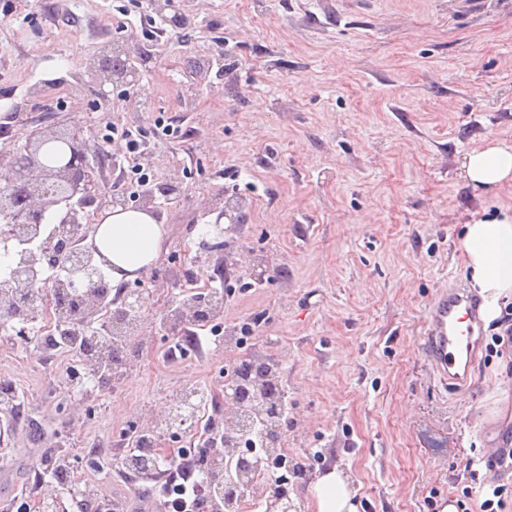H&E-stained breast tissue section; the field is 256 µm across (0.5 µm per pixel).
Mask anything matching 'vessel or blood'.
<instances>
[{"mask_svg": "<svg viewBox=\"0 0 512 512\" xmlns=\"http://www.w3.org/2000/svg\"><path fill=\"white\" fill-rule=\"evenodd\" d=\"M480 307L460 285L439 291L429 303L422 347L433 373L448 385L466 382L469 365L463 357L472 353L480 334Z\"/></svg>", "mask_w": 512, "mask_h": 512, "instance_id": "b4317fda", "label": "vessel or blood"}]
</instances>
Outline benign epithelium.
I'll return each mask as SVG.
<instances>
[{"label":"benign epithelium","mask_w":512,"mask_h":512,"mask_svg":"<svg viewBox=\"0 0 512 512\" xmlns=\"http://www.w3.org/2000/svg\"><path fill=\"white\" fill-rule=\"evenodd\" d=\"M88 68L97 69L110 82L127 80L128 69L115 70L112 59H97L88 63ZM93 144L86 137L83 127L72 123L65 127L37 128L27 135L24 146L16 151H0V249L6 254L14 252V242L28 235L32 225L42 224L50 215L62 214L61 230L48 238H40L37 249L24 257L13 256L11 272L7 279L0 281V308L3 310L22 307H39L57 287V280L48 278L41 286V292L32 290L31 275L36 266L43 263L53 269H61V277L71 290L83 299L81 293L85 284L96 279L106 259L93 242L97 225L86 217L112 207L127 209L128 201L115 198L99 182L96 172L89 163ZM216 220L211 232L216 242L202 239L200 250L211 252L224 245L220 238L236 229V209L228 204L214 206ZM229 224L222 226L221 220ZM90 241L83 253L70 250L75 239ZM132 301L123 303L122 312L136 320L145 302V289L133 293ZM222 305L221 299H211L204 305L193 301L184 304L183 320L193 323L209 321L211 315ZM224 428L232 427L240 416L239 392L236 386L224 384ZM201 400L192 392L175 400L164 411L163 420L170 428H180L190 422L188 415ZM226 497L241 498L245 492H252L261 500L265 512H296L289 491L267 480L260 484L252 481L241 489L233 474L222 475Z\"/></svg>","instance_id":"7a95c632"}]
</instances>
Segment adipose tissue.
Segmentation results:
<instances>
[{
  "instance_id": "adipose-tissue-1",
  "label": "adipose tissue",
  "mask_w": 512,
  "mask_h": 512,
  "mask_svg": "<svg viewBox=\"0 0 512 512\" xmlns=\"http://www.w3.org/2000/svg\"><path fill=\"white\" fill-rule=\"evenodd\" d=\"M463 168L466 178L477 186L512 182V147L488 143L469 153ZM96 222V244L111 266L113 286L146 273L157 260L163 227L153 213L117 208L102 212ZM462 247L471 278L485 300L484 315L495 319L501 299L512 298V217L467 225ZM313 495L317 512H355L338 470L323 474L313 486Z\"/></svg>"
}]
</instances>
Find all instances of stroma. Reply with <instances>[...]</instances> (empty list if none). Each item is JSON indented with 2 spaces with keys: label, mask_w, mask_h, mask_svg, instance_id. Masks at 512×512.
<instances>
[{
  "label": "stroma",
  "mask_w": 512,
  "mask_h": 512,
  "mask_svg": "<svg viewBox=\"0 0 512 512\" xmlns=\"http://www.w3.org/2000/svg\"><path fill=\"white\" fill-rule=\"evenodd\" d=\"M175 5L190 25L154 39L140 23L151 0H0V147L70 121L95 142L112 126L152 134L160 117L182 132L139 159L155 183L180 188L156 199L166 232L129 363L106 385L74 381L71 358L0 337V376L41 428L5 433L0 461L33 490L39 455L63 448L85 470L102 445L106 465L86 480L104 506L127 507V432L199 389L220 423L222 375L247 355L278 364L288 390L297 512H314L310 490L332 469L356 512H441L470 461L512 446V354L492 352L496 322L484 324L461 391L420 347L429 299L470 281L465 225L512 213V185L484 190L462 175L473 150L512 146V0ZM117 45L129 87L88 68ZM218 198L239 202L241 222L203 253L192 231L214 223ZM190 272L208 285L230 277L217 322L249 319L258 335L168 359L164 313Z\"/></svg>",
  "instance_id": "obj_1"
}]
</instances>
